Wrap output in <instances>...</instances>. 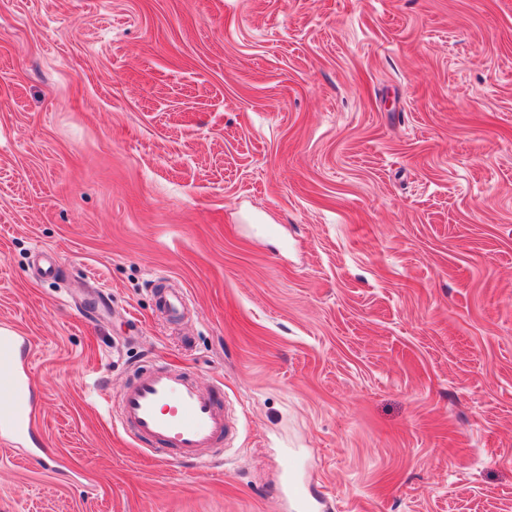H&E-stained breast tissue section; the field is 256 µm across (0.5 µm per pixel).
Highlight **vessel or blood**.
Masks as SVG:
<instances>
[{
    "label": "vessel or blood",
    "instance_id": "1",
    "mask_svg": "<svg viewBox=\"0 0 512 512\" xmlns=\"http://www.w3.org/2000/svg\"><path fill=\"white\" fill-rule=\"evenodd\" d=\"M31 344L14 327L0 325V363L29 353ZM113 412L123 431L146 442L160 457L207 462L232 439L234 421L223 396L202 389L187 372L165 363L140 367L123 388ZM36 430L35 396L29 380L17 373L0 376V436L22 444ZM301 460L289 456L288 497L295 512H311V491L297 479Z\"/></svg>",
    "mask_w": 512,
    "mask_h": 512
}]
</instances>
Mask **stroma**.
Listing matches in <instances>:
<instances>
[{
  "label": "stroma",
  "instance_id": "35a3bbf8",
  "mask_svg": "<svg viewBox=\"0 0 512 512\" xmlns=\"http://www.w3.org/2000/svg\"><path fill=\"white\" fill-rule=\"evenodd\" d=\"M1 323L0 512H512V0H0ZM153 361L221 461L114 421ZM157 304L160 309L166 312L170 317H176L183 308L182 294L174 289L158 288ZM30 351L31 344L27 336L8 324L0 325V363L10 364L18 355H26ZM113 412L129 437L146 442L161 458L185 462L210 461L235 431L224 396L166 363L140 367ZM36 430L35 396L29 380L21 374L0 376V436L12 445L22 444ZM301 460L297 456L288 457V497L291 500L296 512H309L314 509L311 503V491L308 486L297 479L296 472L300 466Z\"/></svg>",
  "mask_w": 512,
  "mask_h": 512
}]
</instances>
